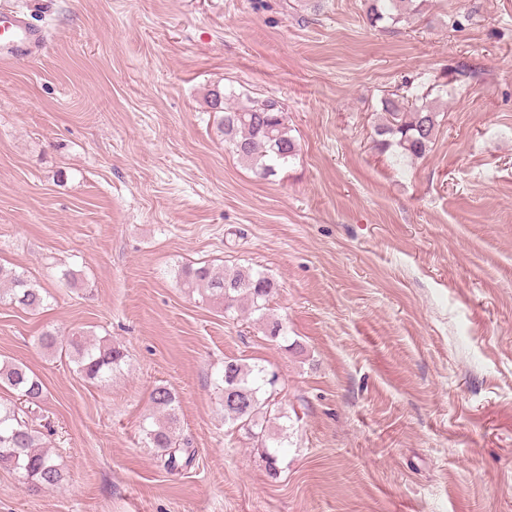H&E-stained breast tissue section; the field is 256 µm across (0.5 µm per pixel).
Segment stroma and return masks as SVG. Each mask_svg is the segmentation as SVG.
<instances>
[{
    "label": "stroma",
    "mask_w": 512,
    "mask_h": 512,
    "mask_svg": "<svg viewBox=\"0 0 512 512\" xmlns=\"http://www.w3.org/2000/svg\"><path fill=\"white\" fill-rule=\"evenodd\" d=\"M14 2L50 42L0 65V265L48 299L0 303V360L41 378L64 479L0 470V512H512V0L384 31L364 0ZM216 87L282 102L296 159L257 179ZM392 92L439 113L422 157L376 145ZM197 263L273 277L266 320L183 287ZM46 330L121 370L83 381ZM230 358L279 376L277 476L224 422ZM159 384L195 452L177 474L144 439ZM37 341L47 353L68 358L81 377L101 386L112 379V373L124 361V353L120 348L106 340L94 342L80 331L62 335L47 330L38 336Z\"/></svg>",
    "instance_id": "1"
}]
</instances>
